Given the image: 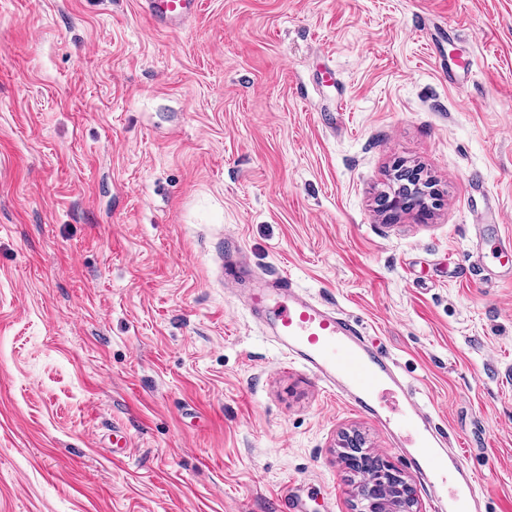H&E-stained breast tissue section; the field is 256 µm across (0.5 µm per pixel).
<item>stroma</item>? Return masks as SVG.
Segmentation results:
<instances>
[{
	"instance_id": "obj_1",
	"label": "stroma",
	"mask_w": 512,
	"mask_h": 512,
	"mask_svg": "<svg viewBox=\"0 0 512 512\" xmlns=\"http://www.w3.org/2000/svg\"><path fill=\"white\" fill-rule=\"evenodd\" d=\"M201 2L0 0V512H352L347 432L408 472L226 290L228 231L362 322L512 512V0ZM402 165L427 222L379 212ZM148 11L160 29L175 30L196 13L200 0H147Z\"/></svg>"
}]
</instances>
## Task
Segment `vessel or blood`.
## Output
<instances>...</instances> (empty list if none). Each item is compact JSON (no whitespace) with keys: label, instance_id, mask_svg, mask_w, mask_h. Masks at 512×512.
Wrapping results in <instances>:
<instances>
[{"label":"vessel or blood","instance_id":"vessel-or-blood-1","mask_svg":"<svg viewBox=\"0 0 512 512\" xmlns=\"http://www.w3.org/2000/svg\"><path fill=\"white\" fill-rule=\"evenodd\" d=\"M147 6L157 28L174 30L196 13L200 0H147ZM224 256L225 283L255 281L248 307L284 356L375 420L429 489L435 512H482L473 471L460 450L361 325L302 293L287 275H257L235 239H225Z\"/></svg>","mask_w":512,"mask_h":512}]
</instances>
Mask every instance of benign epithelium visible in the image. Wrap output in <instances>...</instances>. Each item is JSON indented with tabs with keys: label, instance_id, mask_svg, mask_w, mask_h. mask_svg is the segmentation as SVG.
<instances>
[{
	"label": "benign epithelium",
	"instance_id": "benign-epithelium-1",
	"mask_svg": "<svg viewBox=\"0 0 512 512\" xmlns=\"http://www.w3.org/2000/svg\"><path fill=\"white\" fill-rule=\"evenodd\" d=\"M384 209L394 215H411L419 222L428 217L427 207L412 185H405L387 196ZM374 454V449L366 448V454L356 459L360 472L356 473L358 481L353 512H417L412 483L388 462H383L379 471L369 472V456Z\"/></svg>",
	"mask_w": 512,
	"mask_h": 512
}]
</instances>
